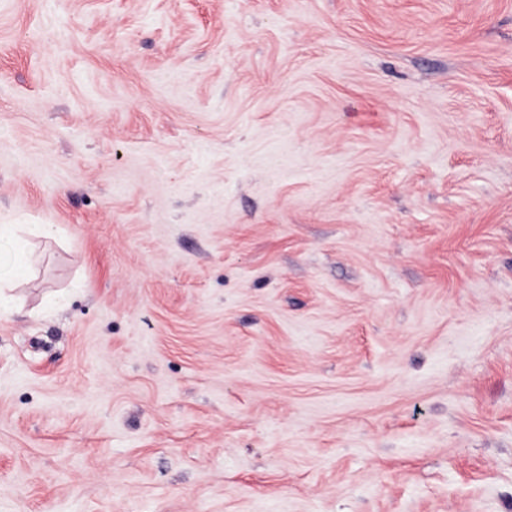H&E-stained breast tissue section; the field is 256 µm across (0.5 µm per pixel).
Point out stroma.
Listing matches in <instances>:
<instances>
[{
    "instance_id": "obj_1",
    "label": "stroma",
    "mask_w": 512,
    "mask_h": 512,
    "mask_svg": "<svg viewBox=\"0 0 512 512\" xmlns=\"http://www.w3.org/2000/svg\"><path fill=\"white\" fill-rule=\"evenodd\" d=\"M15 217L0 512H512V0H0ZM53 224H0V242L13 248V268L0 274V311L6 312L16 302L15 288L22 279L33 275L32 249L36 241L52 237Z\"/></svg>"
}]
</instances>
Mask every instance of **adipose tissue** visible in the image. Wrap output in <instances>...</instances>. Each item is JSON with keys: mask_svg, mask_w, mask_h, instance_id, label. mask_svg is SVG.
Segmentation results:
<instances>
[{"mask_svg": "<svg viewBox=\"0 0 512 512\" xmlns=\"http://www.w3.org/2000/svg\"><path fill=\"white\" fill-rule=\"evenodd\" d=\"M49 224H0V242L13 248V268L0 274V311L11 309L16 302L15 290L22 279L34 272L32 249L36 241L52 237Z\"/></svg>", "mask_w": 512, "mask_h": 512, "instance_id": "ef3b65f1", "label": "adipose tissue"}]
</instances>
